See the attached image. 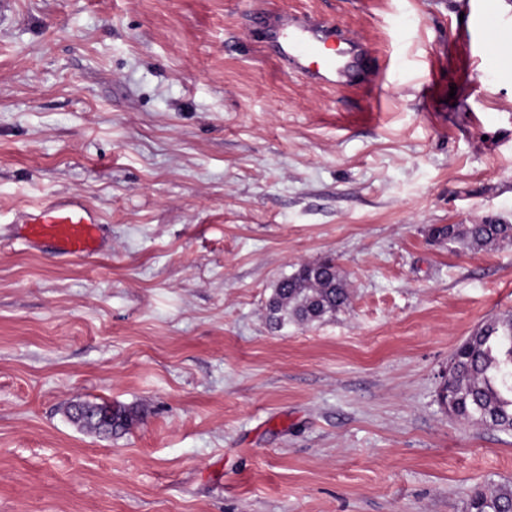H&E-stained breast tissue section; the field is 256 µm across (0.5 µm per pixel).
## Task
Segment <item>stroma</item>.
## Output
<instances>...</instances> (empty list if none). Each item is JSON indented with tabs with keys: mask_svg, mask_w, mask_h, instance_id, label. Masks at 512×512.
Wrapping results in <instances>:
<instances>
[{
	"mask_svg": "<svg viewBox=\"0 0 512 512\" xmlns=\"http://www.w3.org/2000/svg\"><path fill=\"white\" fill-rule=\"evenodd\" d=\"M360 34L318 88L257 15ZM79 196L107 245L27 250ZM512 0H0V512H467L512 435L448 415L460 342L512 315ZM332 258L349 305L272 329ZM136 411L105 437L69 400ZM436 239L458 244L471 250H479L500 243H512V224H442L431 228Z\"/></svg>",
	"mask_w": 512,
	"mask_h": 512,
	"instance_id": "stroma-1",
	"label": "stroma"
}]
</instances>
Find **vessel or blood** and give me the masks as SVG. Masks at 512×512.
Here are the masks:
<instances>
[{
    "label": "vessel or blood",
    "instance_id": "1",
    "mask_svg": "<svg viewBox=\"0 0 512 512\" xmlns=\"http://www.w3.org/2000/svg\"><path fill=\"white\" fill-rule=\"evenodd\" d=\"M342 37V52L331 51L330 42ZM271 50L290 70L304 74L312 83L348 86L361 73L364 43L353 32L337 35L330 23L313 25L282 18L272 25ZM29 250L51 249L66 259H82L97 254L103 243L100 214L78 198H52L19 217Z\"/></svg>",
    "mask_w": 512,
    "mask_h": 512
}]
</instances>
